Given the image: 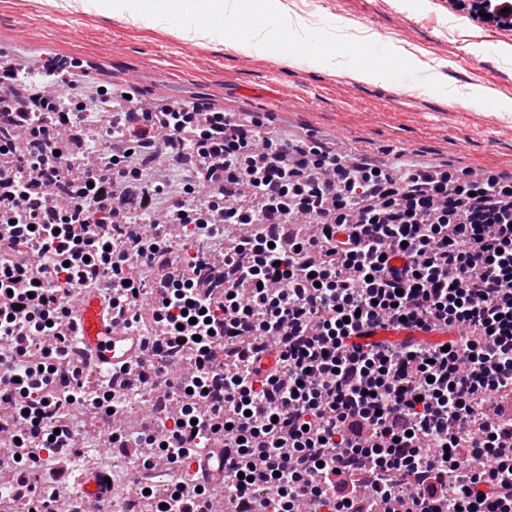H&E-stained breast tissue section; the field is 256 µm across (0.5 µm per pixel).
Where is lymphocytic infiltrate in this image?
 Returning a JSON list of instances; mask_svg holds the SVG:
<instances>
[{"label":"lymphocytic infiltrate","mask_w":512,"mask_h":512,"mask_svg":"<svg viewBox=\"0 0 512 512\" xmlns=\"http://www.w3.org/2000/svg\"><path fill=\"white\" fill-rule=\"evenodd\" d=\"M20 107L0 129V196L13 213L0 249L19 255L0 262L10 300L0 308V402L21 427L11 464L34 512H51L68 482L60 471L33 477L73 433L43 390L74 343L63 329L71 298L94 278L142 351L190 355L187 372L151 363L141 374L179 399L174 423L131 438L173 474L172 497L152 512H211L209 492L182 470L194 449L219 444L238 456L226 486L238 512H372L380 500L405 512H512V175L412 159L382 166L258 118L152 110L104 89L88 98L76 71L51 59ZM88 112L112 115L111 159L80 168L73 145ZM187 149L192 179L162 176L157 160ZM23 151L34 165L12 171ZM120 204L151 233L133 222L102 232ZM204 208L211 223L199 221ZM170 222L223 238L219 281L191 242L172 244ZM166 255L171 272L146 293L141 270ZM404 326L450 337L399 349L360 340ZM218 344L224 367L213 371ZM270 354L274 366L263 367ZM117 376L102 371L89 393L70 367L72 396L107 415L122 405Z\"/></svg>","instance_id":"f902f5d3"}]
</instances>
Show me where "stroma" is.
Returning <instances> with one entry per match:
<instances>
[{
    "label": "stroma",
    "mask_w": 512,
    "mask_h": 512,
    "mask_svg": "<svg viewBox=\"0 0 512 512\" xmlns=\"http://www.w3.org/2000/svg\"><path fill=\"white\" fill-rule=\"evenodd\" d=\"M320 26L369 28L380 45L396 44L435 69L443 83L480 87L493 105L449 104L414 81L358 82L344 62L319 70L221 41L178 38L116 17L63 11L47 0H0V47L23 58L51 55L83 62L87 93L137 76L141 101L203 102L252 112L276 128L313 135L348 153L387 158L407 149L430 163L478 173L512 171V30L473 20L449 0H282Z\"/></svg>",
    "instance_id": "obj_1"
}]
</instances>
